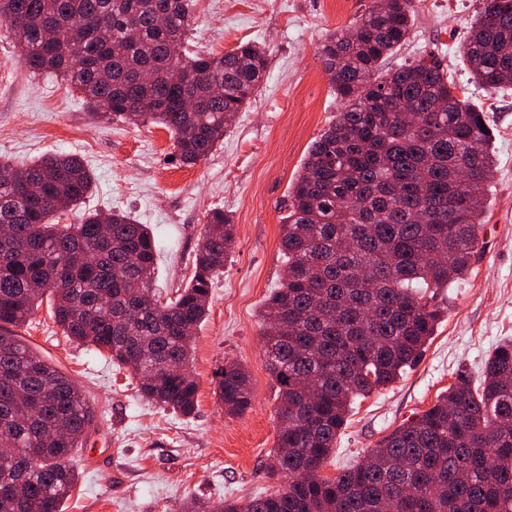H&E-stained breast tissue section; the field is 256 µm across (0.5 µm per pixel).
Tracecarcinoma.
Wrapping results in <instances>:
<instances>
[{
    "instance_id": "cac0c4a2",
    "label": "carcinoma",
    "mask_w": 512,
    "mask_h": 512,
    "mask_svg": "<svg viewBox=\"0 0 512 512\" xmlns=\"http://www.w3.org/2000/svg\"><path fill=\"white\" fill-rule=\"evenodd\" d=\"M414 0H372L317 48L343 104L312 143L281 217L285 273L259 312L277 389L271 473L279 488L181 512H512V341L478 386L463 374L371 449L368 466L323 474L357 398L395 382L440 323L437 291L468 278L494 178L493 128L456 93L434 54L385 71L409 38ZM192 0H0V22L34 73L60 76L100 117L161 125L182 165L207 159L262 84L268 59L246 42L184 50ZM486 90L512 85V0H484L460 48ZM486 129H481V126ZM94 189L73 154L0 161V512H61L72 454L96 423L73 380L15 332L42 302L64 335L129 368L148 400L189 415L188 370L212 278L235 247L222 210L207 216L191 284L163 301L156 245L129 214L61 224ZM108 225L106 234L100 226ZM224 411L252 405L248 371L224 364Z\"/></svg>"
}]
</instances>
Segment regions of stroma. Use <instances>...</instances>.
Instances as JSON below:
<instances>
[{
	"label": "stroma",
	"instance_id": "1",
	"mask_svg": "<svg viewBox=\"0 0 512 512\" xmlns=\"http://www.w3.org/2000/svg\"><path fill=\"white\" fill-rule=\"evenodd\" d=\"M372 0H194L195 47L223 54L246 42L267 51L266 78L208 158L172 160L158 125L94 116L63 79L34 74L0 24V160L19 166L46 154L78 155L95 188L67 212L120 210L149 225L157 247L153 286L162 298L192 280L211 210L229 213L236 246L211 282L209 313L196 330L190 372L197 409L183 417L146 401L128 370L69 340L40 305L20 336L81 388L98 424L73 465L79 481L61 512H179L188 499L246 503L270 492L277 398L263 354L259 310L284 273L281 206L311 143L340 112L315 57L334 30L359 20ZM483 0H416L409 39L386 65L439 55L495 134V177L472 274L442 292L445 316L419 361L386 388L356 400L324 469L352 466L393 429L431 407L458 373L479 380L487 357L512 339V86L489 93L471 82L457 47ZM249 371L253 406L232 416L215 394L225 362Z\"/></svg>",
	"mask_w": 512,
	"mask_h": 512
}]
</instances>
